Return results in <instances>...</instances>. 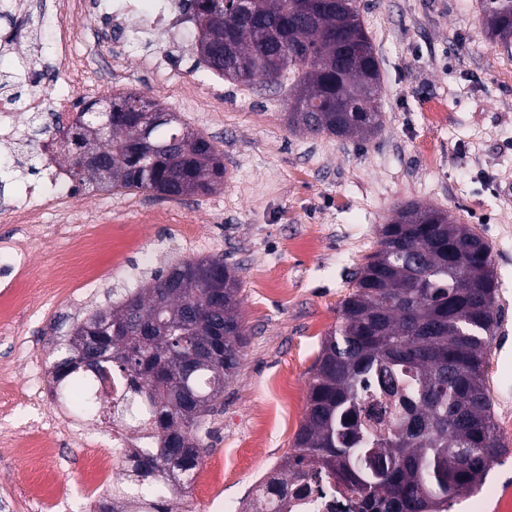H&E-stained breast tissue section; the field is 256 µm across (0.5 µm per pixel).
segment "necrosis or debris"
I'll list each match as a JSON object with an SVG mask.
<instances>
[{
	"mask_svg": "<svg viewBox=\"0 0 512 512\" xmlns=\"http://www.w3.org/2000/svg\"><path fill=\"white\" fill-rule=\"evenodd\" d=\"M15 28L0 33V54L19 58L16 69L29 92L15 99L0 93V141L12 144L19 140V116L24 112H46L61 127L72 126L76 114L72 99L44 72L43 46H19L16 32L26 25L25 0H10ZM83 0H53L49 18L54 28L53 55L65 62L68 80L85 84L98 83L99 77L90 54L73 51L71 19L82 12ZM101 17L112 22V70L122 74L131 56L130 44L149 42L151 37H166L175 43L182 25L190 20L185 0H97ZM20 181L24 190L13 202L0 207V222L16 225V232L0 240V333H8L14 323V309L23 301L22 276L27 269L31 246L47 231L64 235L66 252L57 267L58 288L76 280H93L98 267V252L87 237L75 233L67 219L72 201L68 175L56 156L42 154L37 167L21 168L17 164L0 167V179ZM55 213L59 219L47 227L43 218ZM31 370L20 399H0V451L15 447L26 438L28 459L33 477L20 498L23 512H72L71 498L47 460L55 458L60 446L75 442L86 450L84 468L86 485L100 487L118 473V459L127 455L136 442L126 427L116 425L105 431L88 426L82 414L68 407L48 408L42 389L43 368L38 352L26 349Z\"/></svg>",
	"mask_w": 512,
	"mask_h": 512,
	"instance_id": "4bbe7bcc",
	"label": "necrosis or debris"
}]
</instances>
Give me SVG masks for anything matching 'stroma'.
I'll return each instance as SVG.
<instances>
[{
  "label": "stroma",
  "instance_id": "stroma-1",
  "mask_svg": "<svg viewBox=\"0 0 512 512\" xmlns=\"http://www.w3.org/2000/svg\"><path fill=\"white\" fill-rule=\"evenodd\" d=\"M379 58L384 122L366 140L289 131L293 87L225 81L174 87L130 61L125 89L158 101L210 137L226 178L209 194L167 200L138 193L135 208L107 210L104 189L78 187L75 211L99 207L113 246L96 285L51 294L64 241L32 246L27 304L17 329L38 344L44 368L77 321L136 291L180 259L220 256L243 286L246 327L237 378L224 390L215 434L183 512L242 508L292 451L303 423L309 369L336 327L353 274L398 207L446 211L488 244L499 283L498 357L490 392L512 407V54L484 32L479 0H357ZM84 450L56 463L73 512H95L108 489L87 494ZM487 512H512V451L491 466Z\"/></svg>",
  "mask_w": 512,
  "mask_h": 512
}]
</instances>
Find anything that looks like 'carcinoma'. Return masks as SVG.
<instances>
[{"label":"carcinoma","mask_w":512,"mask_h":512,"mask_svg":"<svg viewBox=\"0 0 512 512\" xmlns=\"http://www.w3.org/2000/svg\"><path fill=\"white\" fill-rule=\"evenodd\" d=\"M207 22L196 51L224 78H260L297 91L291 130L343 139L373 136L383 123L379 60L355 0H189ZM488 39L512 47V0H481ZM112 119L85 106L59 142L70 180L179 200L224 185V155L176 120L153 127L154 155L137 156L145 113L156 103L129 93ZM93 141L92 165L79 162ZM340 305L336 329L311 368L304 424L293 452L243 512H288V499L315 481L344 496L346 512H448L482 488L507 452L491 411L488 349L499 329L498 282L484 239L429 206L403 205L381 227ZM241 281L221 257L187 258L126 299L74 327L51 373L94 403L89 382L127 381L119 417L146 433L133 449L137 477L98 512H173L212 436L247 343ZM84 352L90 361L72 363Z\"/></svg>","instance_id":"obj_1"}]
</instances>
